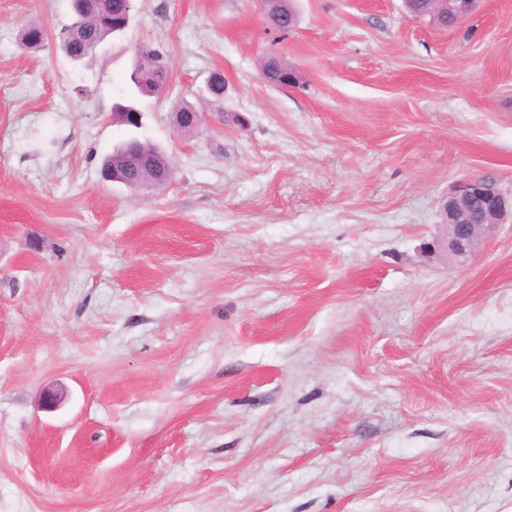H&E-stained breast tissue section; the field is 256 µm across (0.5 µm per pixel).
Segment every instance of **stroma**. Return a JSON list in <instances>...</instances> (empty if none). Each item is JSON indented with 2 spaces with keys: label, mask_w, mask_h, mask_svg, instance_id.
<instances>
[{
  "label": "stroma",
  "mask_w": 512,
  "mask_h": 512,
  "mask_svg": "<svg viewBox=\"0 0 512 512\" xmlns=\"http://www.w3.org/2000/svg\"><path fill=\"white\" fill-rule=\"evenodd\" d=\"M294 4L135 0L75 65L71 0H0V512H512V223L440 247L460 183L512 198V0ZM141 48L174 173L134 191ZM478 0H432L435 10L455 20H463L475 9ZM126 141V140H125ZM117 144L113 151L112 155H110L103 163L102 168L113 166L121 169L124 168L125 164L130 168H138L142 162V155L140 147L137 145H132L127 151L125 161H124V151L123 144L124 142Z\"/></svg>",
  "instance_id": "1"
}]
</instances>
